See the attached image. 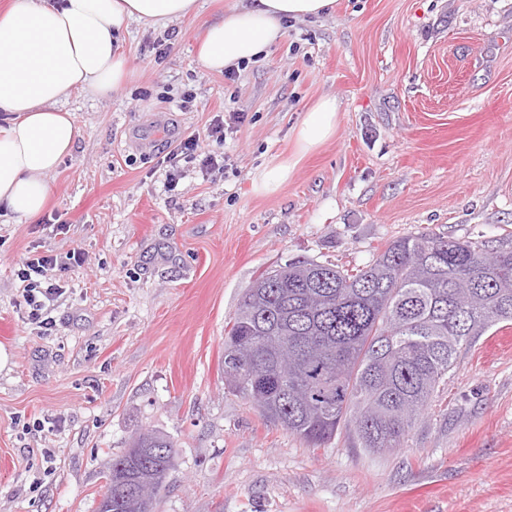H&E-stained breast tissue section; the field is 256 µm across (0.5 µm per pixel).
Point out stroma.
<instances>
[{"label": "stroma", "mask_w": 512, "mask_h": 512, "mask_svg": "<svg viewBox=\"0 0 512 512\" xmlns=\"http://www.w3.org/2000/svg\"><path fill=\"white\" fill-rule=\"evenodd\" d=\"M240 2L131 23L120 90L64 102L82 137L47 177L45 212L67 233L0 216V512H94L104 460L142 429L176 449L156 512H512L504 325L462 351L441 401L391 451L351 447L343 431L310 447L224 388L225 330L265 270L354 269L408 234L512 240V0H336L286 22L230 80L196 56ZM167 36L174 49L154 63ZM324 96L339 103L335 136L255 194ZM236 112L243 122L209 138ZM191 135L215 167L165 163ZM73 249L85 262L59 273L41 328L19 263Z\"/></svg>", "instance_id": "1"}]
</instances>
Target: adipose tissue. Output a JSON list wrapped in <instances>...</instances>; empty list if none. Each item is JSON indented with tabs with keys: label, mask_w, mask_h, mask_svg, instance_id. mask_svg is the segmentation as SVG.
<instances>
[{
	"label": "adipose tissue",
	"mask_w": 512,
	"mask_h": 512,
	"mask_svg": "<svg viewBox=\"0 0 512 512\" xmlns=\"http://www.w3.org/2000/svg\"><path fill=\"white\" fill-rule=\"evenodd\" d=\"M335 0H248L209 25L198 64L237 68L284 35L285 19L331 13ZM197 0H9L0 12V208L32 221L51 194L46 177L71 155L81 136L62 103L74 92L106 96L120 89L127 60L117 44L130 22L163 24L185 18ZM336 98H321L294 131L292 159L254 178L260 195L275 193L297 162L333 138Z\"/></svg>",
	"instance_id": "obj_1"
}]
</instances>
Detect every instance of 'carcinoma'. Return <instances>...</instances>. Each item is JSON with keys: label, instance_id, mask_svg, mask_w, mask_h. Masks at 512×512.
<instances>
[{"label": "carcinoma", "instance_id": "obj_1", "mask_svg": "<svg viewBox=\"0 0 512 512\" xmlns=\"http://www.w3.org/2000/svg\"><path fill=\"white\" fill-rule=\"evenodd\" d=\"M483 243L429 234L389 242L347 270L297 260L263 272L243 295L224 336L238 372L224 389L264 399V415L309 444L349 429L361 448H401L448 384L461 351L512 321V243L486 267ZM288 344L287 373L274 355ZM175 445L155 430L112 455L106 483L121 477L112 512H136L140 484H164Z\"/></svg>", "mask_w": 512, "mask_h": 512}]
</instances>
